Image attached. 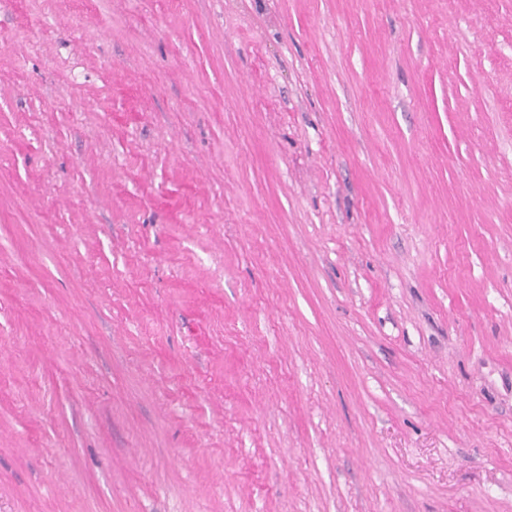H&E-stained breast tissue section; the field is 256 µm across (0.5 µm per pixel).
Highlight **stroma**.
Segmentation results:
<instances>
[{
  "mask_svg": "<svg viewBox=\"0 0 512 512\" xmlns=\"http://www.w3.org/2000/svg\"><path fill=\"white\" fill-rule=\"evenodd\" d=\"M0 512H512V0H0Z\"/></svg>",
  "mask_w": 512,
  "mask_h": 512,
  "instance_id": "stroma-1",
  "label": "stroma"
}]
</instances>
